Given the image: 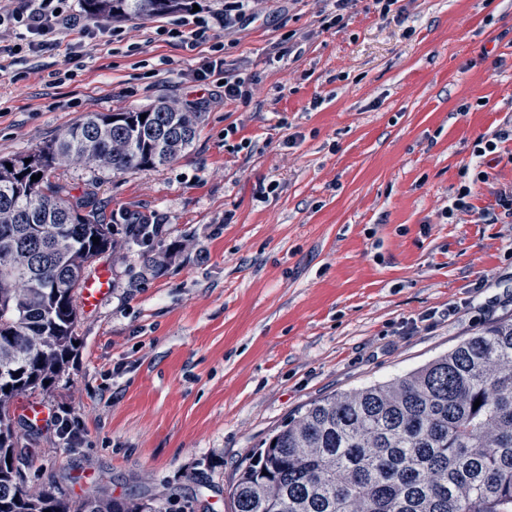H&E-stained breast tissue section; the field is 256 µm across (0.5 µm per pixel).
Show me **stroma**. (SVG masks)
Here are the masks:
<instances>
[{
    "label": "stroma",
    "instance_id": "stroma-1",
    "mask_svg": "<svg viewBox=\"0 0 512 512\" xmlns=\"http://www.w3.org/2000/svg\"><path fill=\"white\" fill-rule=\"evenodd\" d=\"M403 6L393 20L355 0L331 27L328 0H251L194 51L161 36L171 18L116 20L111 44L74 60L21 55L0 72V157L90 112L161 100L203 110L169 165L55 173L108 223L149 217L184 249L156 273L122 248L101 257L111 295L82 314L67 379L31 396L68 410L83 442L67 447L50 424L25 439L31 485L231 512L241 463L306 404L403 375L512 318V223L479 219L512 189V141L473 155L512 126V0ZM210 58L251 97L225 99L214 75L197 81ZM478 165L488 179L473 212L447 217L461 171Z\"/></svg>",
    "mask_w": 512,
    "mask_h": 512
}]
</instances>
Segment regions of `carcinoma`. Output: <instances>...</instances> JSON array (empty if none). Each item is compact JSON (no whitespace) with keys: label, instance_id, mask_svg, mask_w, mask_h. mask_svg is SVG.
I'll return each mask as SVG.
<instances>
[{"label":"carcinoma","instance_id":"carcinoma-1","mask_svg":"<svg viewBox=\"0 0 512 512\" xmlns=\"http://www.w3.org/2000/svg\"><path fill=\"white\" fill-rule=\"evenodd\" d=\"M83 2L90 17L114 20L188 5ZM201 118L166 102L91 112L37 150L0 158V512H167L161 498L101 490L75 499L54 481L29 485L10 405L69 374L81 342L78 290L88 267L118 246L115 225L53 173L74 160L113 175L171 163L192 145ZM147 223L124 224L123 245L153 267L183 243L151 253L141 235ZM230 498L232 512H512V319L403 376L308 404L240 467Z\"/></svg>","mask_w":512,"mask_h":512}]
</instances>
